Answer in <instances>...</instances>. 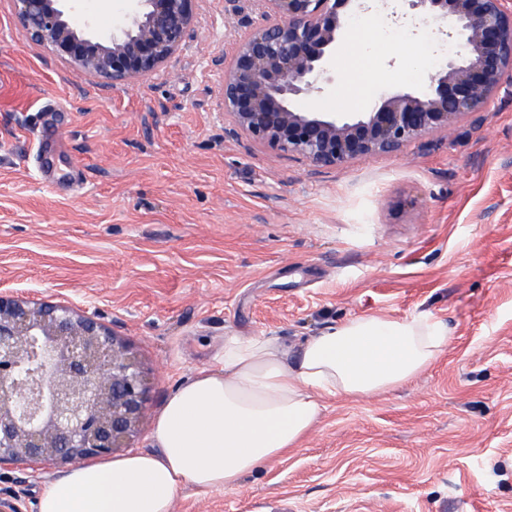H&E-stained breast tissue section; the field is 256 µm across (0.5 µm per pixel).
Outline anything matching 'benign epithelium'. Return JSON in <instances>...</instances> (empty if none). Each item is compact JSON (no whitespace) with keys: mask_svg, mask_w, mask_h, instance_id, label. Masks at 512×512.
<instances>
[{"mask_svg":"<svg viewBox=\"0 0 512 512\" xmlns=\"http://www.w3.org/2000/svg\"><path fill=\"white\" fill-rule=\"evenodd\" d=\"M31 39L79 75L114 87L156 72L193 31L196 0H133L102 43L69 22V0H13ZM263 23L224 64L222 112L252 141L315 167L394 154L482 111L512 78V0H407L448 60L421 92L382 96L369 112H302L295 102L335 81L336 45L376 0H256ZM137 356L93 315L0 292V465L76 463L122 447L142 417Z\"/></svg>","mask_w":512,"mask_h":512,"instance_id":"benign-epithelium-1","label":"benign epithelium"}]
</instances>
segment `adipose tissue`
Segmentation results:
<instances>
[{
  "label": "adipose tissue",
  "mask_w": 512,
  "mask_h": 512,
  "mask_svg": "<svg viewBox=\"0 0 512 512\" xmlns=\"http://www.w3.org/2000/svg\"><path fill=\"white\" fill-rule=\"evenodd\" d=\"M447 345V327L422 315L359 316L293 354L273 336L225 337L222 365L198 368L166 400L151 450L69 468L44 485L38 512H173L185 486L235 490L299 446L326 398L402 387Z\"/></svg>",
  "instance_id": "1"
}]
</instances>
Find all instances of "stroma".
<instances>
[{
    "label": "stroma",
    "instance_id": "1",
    "mask_svg": "<svg viewBox=\"0 0 512 512\" xmlns=\"http://www.w3.org/2000/svg\"><path fill=\"white\" fill-rule=\"evenodd\" d=\"M197 0L177 58L126 88L79 76L0 0V291L95 314L137 354L147 450L176 387L228 336L307 337L364 314H418L448 346L409 384L330 399L288 456L240 488H183L174 512H512V82L453 134L315 167L231 133L224 61L262 22ZM404 0H379L303 112H366L446 62ZM127 0H77L108 40ZM61 463L0 468L37 512Z\"/></svg>",
    "mask_w": 512,
    "mask_h": 512
}]
</instances>
